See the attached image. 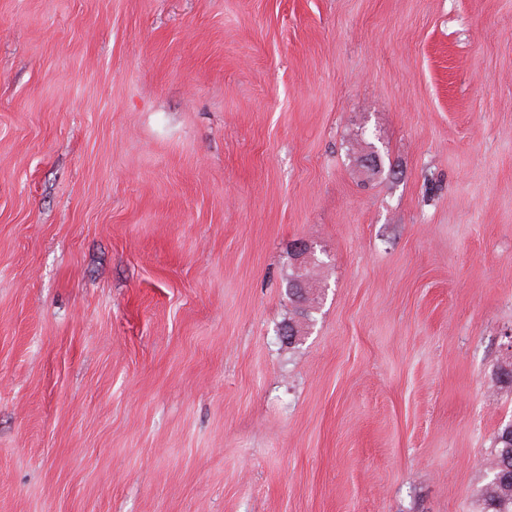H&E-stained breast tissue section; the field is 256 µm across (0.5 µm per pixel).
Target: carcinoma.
Wrapping results in <instances>:
<instances>
[{
  "instance_id": "carcinoma-1",
  "label": "carcinoma",
  "mask_w": 512,
  "mask_h": 512,
  "mask_svg": "<svg viewBox=\"0 0 512 512\" xmlns=\"http://www.w3.org/2000/svg\"><path fill=\"white\" fill-rule=\"evenodd\" d=\"M317 267L319 262L315 261L310 268L297 265L288 272V300L294 310V318L289 320V324L296 326L295 337L301 335L307 324L312 322L314 310V299L309 294L299 293L297 284L302 280L313 282L314 269ZM486 470L490 480L481 491V512H512V422L497 433Z\"/></svg>"
}]
</instances>
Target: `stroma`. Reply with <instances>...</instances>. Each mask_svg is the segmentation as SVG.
<instances>
[{
  "instance_id": "stroma-1",
  "label": "stroma",
  "mask_w": 512,
  "mask_h": 512,
  "mask_svg": "<svg viewBox=\"0 0 512 512\" xmlns=\"http://www.w3.org/2000/svg\"><path fill=\"white\" fill-rule=\"evenodd\" d=\"M509 359L512 0H0V512H480ZM319 261L316 259L313 262L312 266L308 268L307 266L296 265L291 268L290 272H288L287 277V292H288V300L290 301L293 310H294V318H291L288 321V325L292 324L296 326V332L291 336H295V339L288 342V327L281 330V338L288 342V344H292L297 338V336H301V333L304 331L305 327L308 326L307 323L312 322V313L314 310L313 303L315 298H311L312 291V283L314 280V269L319 267ZM307 280L309 282V288L307 289V295L299 294L297 284L302 281Z\"/></svg>"
}]
</instances>
